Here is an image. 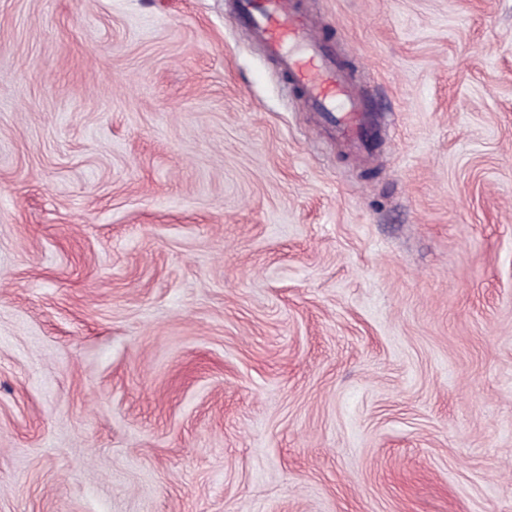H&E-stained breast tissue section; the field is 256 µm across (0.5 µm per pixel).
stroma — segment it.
<instances>
[{
	"label": "stroma",
	"mask_w": 512,
	"mask_h": 512,
	"mask_svg": "<svg viewBox=\"0 0 512 512\" xmlns=\"http://www.w3.org/2000/svg\"><path fill=\"white\" fill-rule=\"evenodd\" d=\"M356 158L228 0H0V512H512V0H302Z\"/></svg>",
	"instance_id": "stroma-1"
}]
</instances>
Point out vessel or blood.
<instances>
[{
    "mask_svg": "<svg viewBox=\"0 0 512 512\" xmlns=\"http://www.w3.org/2000/svg\"><path fill=\"white\" fill-rule=\"evenodd\" d=\"M235 14L253 40L331 124L353 154L368 151L377 119L353 90V79L294 0H236Z\"/></svg>",
    "mask_w": 512,
    "mask_h": 512,
    "instance_id": "b4317fda",
    "label": "vessel or blood"
}]
</instances>
